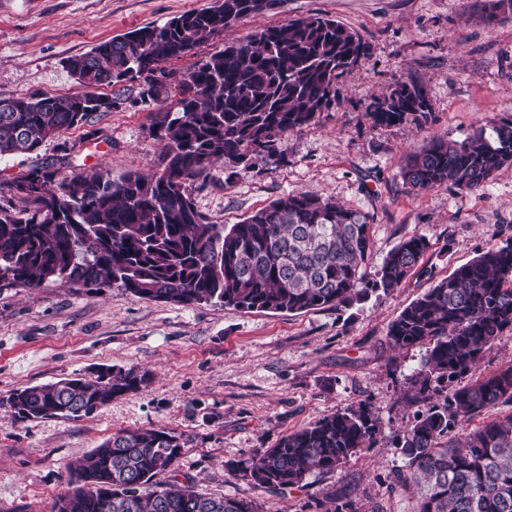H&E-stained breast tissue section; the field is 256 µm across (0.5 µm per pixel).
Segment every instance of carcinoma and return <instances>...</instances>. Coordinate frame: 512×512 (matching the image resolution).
<instances>
[{
	"label": "carcinoma",
	"instance_id": "carcinoma-1",
	"mask_svg": "<svg viewBox=\"0 0 512 512\" xmlns=\"http://www.w3.org/2000/svg\"><path fill=\"white\" fill-rule=\"evenodd\" d=\"M263 0H218L162 26H145L71 57L66 68L85 92L0 95V157L32 153L48 139L109 112L128 87L144 79L139 99L176 98L158 123L166 141L164 166L153 174L106 171L61 181L50 165L7 183L29 204L0 202V282L39 288L60 282L80 288L113 286L149 301L222 303L247 311L302 313L347 305L370 285L400 287L428 248L426 238L400 242L375 278L363 266L372 246L367 213L330 198L290 192L239 224H216L192 198L195 183L216 162L277 160L286 132L299 131L330 108L338 81L367 46L354 31L321 16L268 27L224 45L186 75L166 70L237 20L264 13ZM512 12V0H484L481 15ZM160 71L163 78L154 76ZM121 85L115 96L96 92ZM374 125L432 118L424 88L399 82L369 110ZM512 164V119L492 122L461 142L437 138L401 170L405 189L443 184L485 187ZM512 331V238L459 266L404 308L389 325L394 349L426 346L412 376L415 401L427 404L399 441L407 460L397 474L414 485V512H512V415L458 438L448 430L512 401V366L443 394L442 383L471 372L505 330ZM145 375L105 368L95 379L65 378L17 389L8 396L12 420L88 416L112 399L140 389ZM377 420L365 405L349 407L253 453L245 467L254 484L285 491L313 469L333 470L370 446ZM184 442L171 431H119L71 464L75 488L56 512H260L247 500L205 497L192 484L156 480L179 476Z\"/></svg>",
	"mask_w": 512,
	"mask_h": 512
}]
</instances>
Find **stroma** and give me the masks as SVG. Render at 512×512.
<instances>
[{"instance_id": "35a3bbf8", "label": "stroma", "mask_w": 512, "mask_h": 512, "mask_svg": "<svg viewBox=\"0 0 512 512\" xmlns=\"http://www.w3.org/2000/svg\"><path fill=\"white\" fill-rule=\"evenodd\" d=\"M216 0H0V93L71 95L83 87L68 58L146 25H161ZM318 15L356 31L368 53L336 85L329 111L281 137V161L214 164L193 193L197 209L236 224L283 195L331 198L371 217L374 275L402 240L425 237L415 272L391 292L369 291L346 307L298 314L246 312L221 304L141 300L119 288L93 293L60 282L0 289V512H54L70 488L69 466L121 430L163 428L185 444L179 469L195 491L254 502L261 512H412L413 489L392 486L406 460L395 443L424 407L411 376L426 349H391L390 323L459 265L512 237V166L479 191L440 186L406 192L410 154L443 138L461 141L512 118V14L485 21L479 0H285L279 10L238 20L170 68L185 73L272 26ZM421 84L426 126H374V99L396 82ZM164 101H122L31 154L0 158V182L54 164L59 178L162 168L154 128ZM115 366L147 374L146 387L89 416L12 421L16 389ZM368 405L375 443L331 471H311L276 492L243 473L258 449L338 410Z\"/></svg>"}]
</instances>
